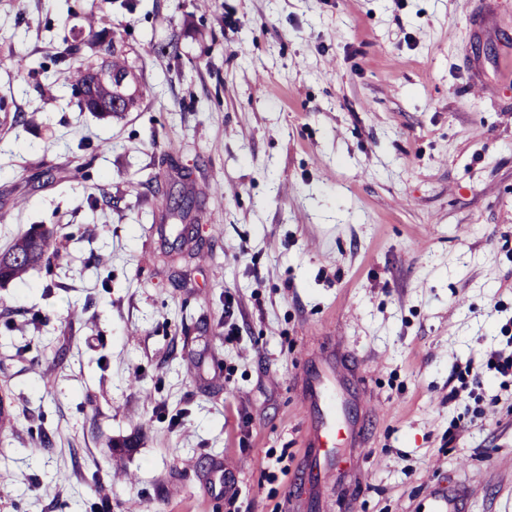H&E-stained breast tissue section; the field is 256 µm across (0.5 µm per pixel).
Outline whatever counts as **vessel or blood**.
Wrapping results in <instances>:
<instances>
[{
  "label": "vessel or blood",
  "instance_id": "b4317fda",
  "mask_svg": "<svg viewBox=\"0 0 512 512\" xmlns=\"http://www.w3.org/2000/svg\"><path fill=\"white\" fill-rule=\"evenodd\" d=\"M337 380V372L329 371L315 379L309 392L310 423L302 444L312 469L316 471L333 463L336 439L353 437V428L343 420L336 401ZM466 499L464 488H450L447 497L434 504L432 512H465Z\"/></svg>",
  "mask_w": 512,
  "mask_h": 512
}]
</instances>
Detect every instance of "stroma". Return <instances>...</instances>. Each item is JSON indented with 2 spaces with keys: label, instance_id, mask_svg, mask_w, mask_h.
Segmentation results:
<instances>
[{
  "label": "stroma",
  "instance_id": "35a3bbf8",
  "mask_svg": "<svg viewBox=\"0 0 512 512\" xmlns=\"http://www.w3.org/2000/svg\"><path fill=\"white\" fill-rule=\"evenodd\" d=\"M112 42L153 93L78 111ZM35 224L57 256L0 285V512H225L217 464L238 512L459 480L512 512V377L449 397L512 324V0H0V251ZM332 353L364 445L315 480Z\"/></svg>",
  "mask_w": 512,
  "mask_h": 512
}]
</instances>
